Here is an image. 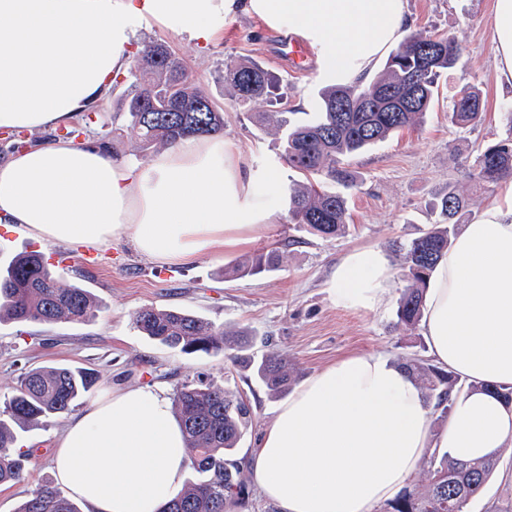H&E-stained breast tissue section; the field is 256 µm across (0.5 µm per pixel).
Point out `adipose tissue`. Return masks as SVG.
I'll return each mask as SVG.
<instances>
[{
  "label": "adipose tissue",
  "instance_id": "ef3b65f1",
  "mask_svg": "<svg viewBox=\"0 0 512 512\" xmlns=\"http://www.w3.org/2000/svg\"><path fill=\"white\" fill-rule=\"evenodd\" d=\"M246 15L317 50L328 81L370 73L408 32L406 0H0V131L51 130L0 162V216L43 245L100 249L129 240L159 266L247 250L276 223V170L254 168L221 135L187 136L145 165L67 134L125 77L158 25L213 43ZM498 79L512 85V0H496ZM394 269L374 248L349 251L327 292L344 309H386ZM420 326L436 363L464 388L444 429L423 390L381 354H353L311 376L275 411L249 472L279 512H376L427 452L484 458L512 446V182L462 226L437 262ZM186 441L155 387L112 391L66 422L54 476L86 512H165L183 487Z\"/></svg>",
  "mask_w": 512,
  "mask_h": 512
}]
</instances>
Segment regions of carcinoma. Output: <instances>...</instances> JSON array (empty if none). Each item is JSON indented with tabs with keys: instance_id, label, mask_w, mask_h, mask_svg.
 Masks as SVG:
<instances>
[{
	"instance_id": "obj_1",
	"label": "carcinoma",
	"mask_w": 512,
	"mask_h": 512,
	"mask_svg": "<svg viewBox=\"0 0 512 512\" xmlns=\"http://www.w3.org/2000/svg\"><path fill=\"white\" fill-rule=\"evenodd\" d=\"M143 61L130 71L133 81L125 95L126 129L138 140V149L167 147L191 134L224 133V114L175 112L173 108L202 100L211 101L180 60L163 43L150 42ZM461 48L450 37L409 35L389 55L383 69L366 86L331 84L320 94L311 119L291 124L268 112L257 121L281 136L288 166L304 181L288 187V222L299 224L323 238L345 232L348 192L356 187L353 171L344 161L362 149L387 140L394 133L421 124L423 116L439 101L438 78L460 59ZM272 76L252 61L225 66L224 83L230 100L249 106L266 100ZM479 91L464 85L453 95L452 122L466 128L481 120ZM512 178V113H506L505 137L475 159L472 181L476 188ZM473 204V193L450 183L440 196L439 221L429 225L396 255L406 281L396 310L397 327L411 331L420 322L430 271L448 249L459 218ZM283 255L276 249L239 261L225 273L245 280L277 270ZM95 308L90 293L70 287L50 270L43 255L27 252L0 268V320L15 322L78 323ZM136 328L156 343L184 354L203 352L230 358L244 351L250 332L245 328L217 327L186 310L144 308L134 317ZM258 380L269 394L286 393L295 377L288 357L269 352L249 359ZM407 370L433 404L437 419L448 418L449 398L461 389L451 372L403 357ZM96 377L82 368L44 366L25 372L10 396L0 402V484L24 479L30 451L16 448L18 431L43 419L73 410L95 386ZM173 408L186 436L194 480L168 508V512H226L243 504L247 476L236 458L243 429L251 421V408L240 396L212 383L187 382L174 394ZM502 452L475 461H461L449 452L435 450L421 469V489L404 490L387 503V512H468L470 502L491 481ZM17 512H79L74 502L51 482L39 485Z\"/></svg>"
}]
</instances>
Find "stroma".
I'll return each mask as SVG.
<instances>
[{
	"label": "stroma",
	"instance_id": "35a3bbf8",
	"mask_svg": "<svg viewBox=\"0 0 512 512\" xmlns=\"http://www.w3.org/2000/svg\"><path fill=\"white\" fill-rule=\"evenodd\" d=\"M495 0H407L411 29L454 38L462 56L440 80V101L425 121L387 141L352 155L348 164L358 177L349 200L348 228L335 238H323L279 218L268 236L256 241L251 253L277 247L282 266L247 280L226 277L224 269L239 261L236 253L200 255L191 264L158 266L141 257L126 242L102 250L73 249L66 244L39 248L18 225L0 219V265L24 251L42 249L63 283L90 291L96 303L92 316L79 323H0V398L7 397L19 376L33 368L64 365L93 371L98 382L79 403L88 408L106 392L135 386L160 388L174 395L182 384L203 378L242 396L252 408L237 454L248 456L279 404L245 364L221 355H186L143 336L134 324L145 307L190 311L217 326L245 327L254 335L255 355L276 350L296 367L295 386L337 360L359 352L381 353L397 360L408 355L430 360L421 330L395 327V310L379 313L340 309L324 283L336 262L350 249L372 247L395 257L400 246L417 237L438 218L436 202L455 183L467 188L474 158L504 136L501 105L506 102L497 84L491 43ZM141 42L167 43L183 60L224 113V134L238 141L248 160L275 167L283 182L296 179L282 158L275 135L259 127L254 112L289 107L291 121L309 119L324 85L317 60L295 69L272 58L274 31L241 16L228 23L218 40L197 45L152 26L139 32ZM235 59L258 63L278 79L269 101L252 108L228 103L224 67ZM478 88L484 111L475 126L460 129L448 118V102L463 85ZM124 85L108 94L75 123L112 153L139 164L150 153L140 152L125 130L120 111ZM64 418H51L22 433L23 446L33 455L24 481L0 486V512L15 508L40 484L53 480L54 445ZM512 505V451L502 453L499 468L468 512H489L491 506Z\"/></svg>",
	"mask_w": 512,
	"mask_h": 512
}]
</instances>
